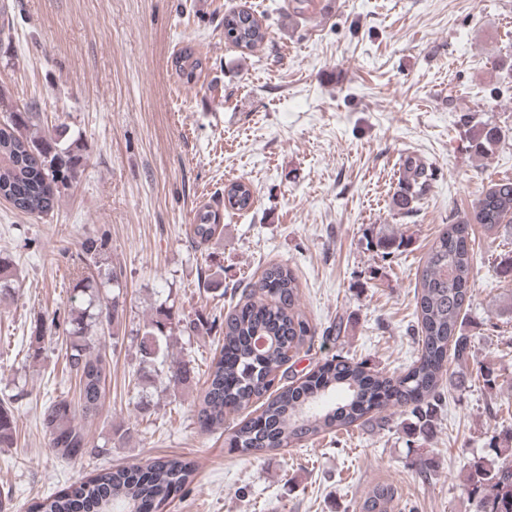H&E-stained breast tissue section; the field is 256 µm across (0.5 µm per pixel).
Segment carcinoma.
Listing matches in <instances>:
<instances>
[{"label": "carcinoma", "instance_id": "obj_1", "mask_svg": "<svg viewBox=\"0 0 512 512\" xmlns=\"http://www.w3.org/2000/svg\"><path fill=\"white\" fill-rule=\"evenodd\" d=\"M224 38L250 54L265 42L266 29L254 13L232 10L224 14ZM175 67L189 83L201 69L202 59L189 49L176 58ZM499 142L497 127H484L474 137V148L486 155ZM82 161L79 146H64L60 136L41 130L33 107L7 109L0 116V199L15 210L37 216L52 212L73 185ZM403 167L405 180L420 186L428 180L427 171L413 165V158H407ZM252 205L253 194L246 183H228L224 210L204 207L196 212L193 242L209 245L221 234L224 213L246 211ZM473 223L487 231L512 224V178L490 184L477 199L471 218L446 225L430 246L416 301L418 355L400 376H385L363 362L333 355L298 380L274 387L290 353L313 344L316 336V328L299 310L297 277L281 264L268 265L258 281L246 284L233 309L222 318L205 311L176 313L159 305L143 328L136 330L139 364L160 366L166 388L175 393L190 387L195 367L169 359L173 338L218 329L224 335V350L211 360L205 386L196 393L195 423L204 432L213 431L224 426L227 410L254 407L224 440L225 447L243 455L279 451L366 424L385 427L394 414L407 416L413 430L426 432L434 423L444 388H469L475 376L491 390L498 385V375L488 367L451 374L445 365L450 354L458 361L474 358L464 324L471 298ZM111 251L112 240L100 229L85 235L77 259L100 267ZM109 276L116 292L104 298L92 276L84 271L76 275L67 316H40L26 339L27 357L37 362L52 332L60 328L64 333L62 372L78 379V399L59 395L41 412L50 446L64 460L104 455L112 439L120 441L128 434V429L117 426L103 444L92 445L79 423L103 407L110 363L101 340L107 337L111 346H117L126 321L119 276L114 269ZM15 290L13 265L0 256V301L14 298ZM259 338L268 344L256 351L253 344ZM16 399L18 395L13 394L0 401L1 448H11L18 441ZM487 438L491 454L473 459L466 472L468 499L475 512H512V430H492ZM195 473V463L182 456L149 459L133 468H103L76 486L34 502L30 512H146L148 508L162 512L175 497L190 493ZM397 496L396 486L378 483L367 492L360 512H391Z\"/></svg>", "mask_w": 512, "mask_h": 512}]
</instances>
